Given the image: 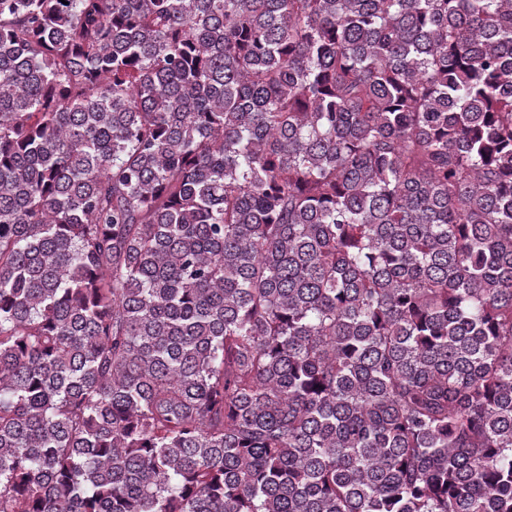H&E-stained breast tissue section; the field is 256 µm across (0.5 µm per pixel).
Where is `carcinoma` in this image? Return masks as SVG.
<instances>
[{
  "label": "carcinoma",
  "instance_id": "obj_1",
  "mask_svg": "<svg viewBox=\"0 0 512 512\" xmlns=\"http://www.w3.org/2000/svg\"><path fill=\"white\" fill-rule=\"evenodd\" d=\"M0 512H512V0H0Z\"/></svg>",
  "mask_w": 512,
  "mask_h": 512
}]
</instances>
